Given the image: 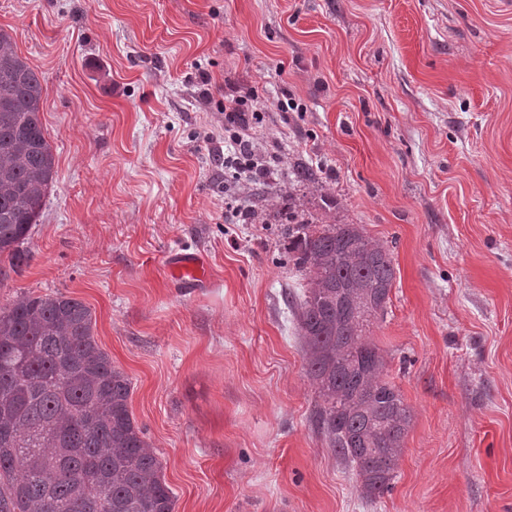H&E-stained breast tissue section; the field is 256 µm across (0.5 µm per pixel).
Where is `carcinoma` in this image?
I'll use <instances>...</instances> for the list:
<instances>
[{
  "label": "carcinoma",
  "mask_w": 512,
  "mask_h": 512,
  "mask_svg": "<svg viewBox=\"0 0 512 512\" xmlns=\"http://www.w3.org/2000/svg\"><path fill=\"white\" fill-rule=\"evenodd\" d=\"M39 74L0 29V256L23 244L55 180ZM291 183L315 181L301 164ZM288 261L306 279L297 327L319 402L311 422L356 470L367 497L391 488L411 414L382 375L370 326L384 316L395 268L359 224L320 229L288 218ZM93 315L62 293L0 309V512H173L162 464L133 420L131 381L94 339Z\"/></svg>",
  "instance_id": "carcinoma-1"
}]
</instances>
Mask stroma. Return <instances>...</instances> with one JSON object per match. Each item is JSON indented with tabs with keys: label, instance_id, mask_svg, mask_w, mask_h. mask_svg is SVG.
Returning a JSON list of instances; mask_svg holds the SVG:
<instances>
[{
	"label": "stroma",
	"instance_id": "35a3bbf8",
	"mask_svg": "<svg viewBox=\"0 0 512 512\" xmlns=\"http://www.w3.org/2000/svg\"><path fill=\"white\" fill-rule=\"evenodd\" d=\"M0 29L57 170L0 307L92 310L174 512H512V0H0ZM252 90L263 184L216 159ZM300 162L317 180L282 191ZM292 212L393 259L368 336L411 424L374 499L310 422ZM174 251L204 287L171 282ZM166 268L173 281L186 286L206 284L207 262L198 253H171L166 258Z\"/></svg>",
	"mask_w": 512,
	"mask_h": 512
}]
</instances>
